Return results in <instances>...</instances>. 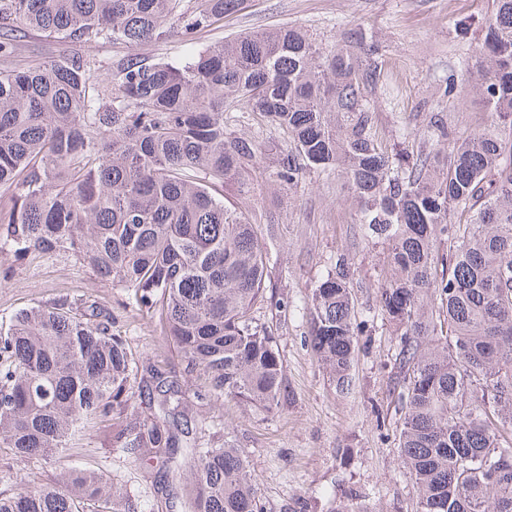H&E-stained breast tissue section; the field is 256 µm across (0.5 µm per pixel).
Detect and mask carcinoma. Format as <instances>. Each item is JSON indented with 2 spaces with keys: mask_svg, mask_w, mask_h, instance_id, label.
<instances>
[{
  "mask_svg": "<svg viewBox=\"0 0 512 512\" xmlns=\"http://www.w3.org/2000/svg\"><path fill=\"white\" fill-rule=\"evenodd\" d=\"M240 2L198 0L181 35ZM178 4L0 0V255L87 267L159 323L201 381L195 398L278 410L285 365L254 317L267 242L224 202L229 183L252 195L249 173L270 148L225 126L224 111L246 109L288 138L276 185L342 177L365 236L387 245L379 310L358 319L344 254L305 302L311 349L336 392L352 391L358 337L386 321L396 341L394 440L416 512H512V0H493L482 22L465 59L471 84L450 76L443 89L480 96L489 123L459 135L429 112L413 149L375 135V32L362 28L355 45L327 52L279 26L176 59L141 56L138 47L170 34ZM24 28L131 53L99 81L81 55L23 66ZM113 321L96 298L59 297L0 325V449L44 460L98 421L130 463L153 460L189 490L183 512H260L243 450L212 444L223 423L178 421L186 392ZM0 512L141 509L112 478L67 469L49 481L17 474Z\"/></svg>",
  "mask_w": 512,
  "mask_h": 512,
  "instance_id": "cac0c4a2",
  "label": "carcinoma"
}]
</instances>
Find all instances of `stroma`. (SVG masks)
Instances as JSON below:
<instances>
[{"label":"stroma","mask_w":512,"mask_h":512,"mask_svg":"<svg viewBox=\"0 0 512 512\" xmlns=\"http://www.w3.org/2000/svg\"><path fill=\"white\" fill-rule=\"evenodd\" d=\"M196 0H180L171 24L174 34L143 44L152 59L183 55L188 45L214 46L235 36L289 25L306 30L325 49L346 41L359 26L372 28L381 43L382 76L369 94L378 115L379 140L391 144L401 127L417 129L419 115L450 116L459 133L483 125L487 109L477 95L444 96L443 81H464L465 59L481 35V21L492 0H244L223 24L197 31L185 43L177 29ZM78 53L104 66L129 53L125 45L82 46L48 38L35 30L20 33L17 55L22 64H42ZM267 176L240 199L227 188V202L241 205L259 232L272 237L269 278L257 315L275 337L286 365L279 412L249 410L227 400L189 399L188 418L214 416L224 423V438L244 449L260 488L261 512H294L304 496L309 512H333L344 486L363 493L364 512H415L416 492L398 460L393 439L396 416L393 377L386 363L395 351L388 326L374 322L359 339L353 376L356 393L337 395L305 338L302 306L337 254L356 262L353 298L358 314L377 308V286L386 250L364 238L344 181L333 175L303 177L292 188L274 193ZM94 296L116 318V330L135 352L147 355L187 383L184 364L159 327L127 305L119 288L104 287L79 264L57 259L34 262L0 283V318L60 296ZM43 478L70 468H92L139 495L143 512H179L178 500L155 490L134 467L104 444L98 424H88L71 448L36 463Z\"/></svg>","instance_id":"1"}]
</instances>
